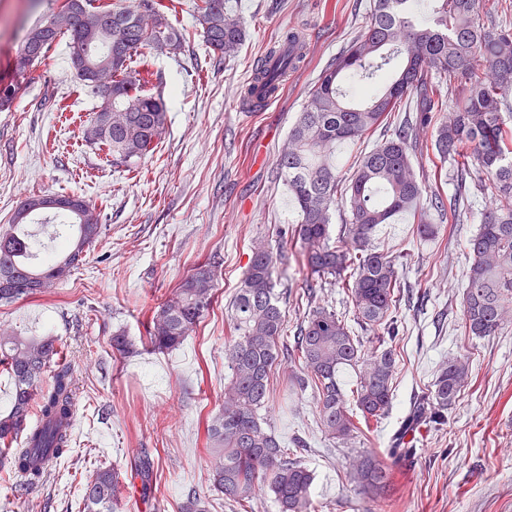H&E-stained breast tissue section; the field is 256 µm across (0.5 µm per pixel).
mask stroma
I'll list each match as a JSON object with an SVG mask.
<instances>
[{"mask_svg": "<svg viewBox=\"0 0 512 512\" xmlns=\"http://www.w3.org/2000/svg\"><path fill=\"white\" fill-rule=\"evenodd\" d=\"M192 0L168 19L186 36L179 54L151 49L133 67L145 93L162 96L168 127L157 148L134 165L112 164L84 130L101 99L81 90L65 41H58L0 111V228L31 195H78L102 234L82 265L50 292L0 304V331L51 336L80 379L74 451L43 484L14 492L0 474V512H78L80 491L98 471L120 475V512H153L131 474L138 457L153 465L151 494L162 512H180L189 491L208 512H244L211 485L204 421L224 403L231 378L224 349L235 337L230 303L255 242L281 250L288 279L276 286L285 314L283 343L309 309L299 248L280 232L294 227L275 160L321 73L364 25L372 0H237L250 36L234 58L216 63L195 23ZM50 0H0V81L10 79L19 28L50 15ZM307 43L302 65L278 97L252 112L239 109L240 88L267 47L288 29ZM481 196L460 223L420 238L410 218L396 217L374 237L396 256V336L365 334L366 348H392L393 399L380 421L359 425L347 444L329 439L314 385L290 390L307 374L284 356L273 377L265 424L314 474V512H361L362 496L345 466L365 451L386 455L393 433L448 359L469 361V377L442 424L420 427L413 455L392 469L381 512H512V326L468 336L463 293L468 240L480 227ZM217 262L212 309L176 350L149 349L147 323L179 283L204 262ZM122 332L128 357L113 352Z\"/></svg>", "mask_w": 512, "mask_h": 512, "instance_id": "obj_1", "label": "stroma"}]
</instances>
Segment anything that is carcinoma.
I'll return each instance as SVG.
<instances>
[{"label":"carcinoma","mask_w":512,"mask_h":512,"mask_svg":"<svg viewBox=\"0 0 512 512\" xmlns=\"http://www.w3.org/2000/svg\"><path fill=\"white\" fill-rule=\"evenodd\" d=\"M196 20L218 60L229 59L248 31L228 0H202ZM428 19L418 20L417 0H373L368 21L346 51L324 70L288 132L276 158L279 177L297 212L294 238L307 270L306 287L320 281L341 282L350 292L354 320L364 330H391L395 320L397 260L373 244L377 228L395 216L417 218L423 238L435 235L428 212L456 217L464 199L444 201L430 189L429 177L415 168L412 156L423 146L456 168L460 186L473 178L485 206L480 229L468 241L471 258L465 287L466 332L486 337L507 323L512 308V161L507 143L512 129L503 114L512 112V21L485 23L483 0H431ZM103 12L92 0H60L42 25L29 28L14 59L13 76L1 88L25 84L56 41L68 39L76 63L89 52L101 70H112V99L95 113L99 136L87 141L107 147L115 164L132 165L162 140L168 125L163 98L141 92L133 58L145 49L182 50L185 36L154 0L112 10V42L86 39L81 17ZM305 43L288 30L258 60L243 96L256 103L279 91L288 71L305 58ZM415 113L364 153L357 165H340L342 147L357 144L401 103ZM440 113L427 142L420 131ZM47 196H29L0 231V303H13L66 280L82 264L101 234L97 216L79 200L85 223H72L55 258L34 262L25 227L48 211ZM347 220L341 237L330 233L336 207ZM278 259L263 242L253 246L245 276L233 302L238 332L225 348L232 376L224 386V407L206 424L205 452L214 456L212 484L224 498L252 504L255 484H264L280 512H310L313 473L290 456L281 440L265 429L259 411L268 402L269 377L281 356L284 314L275 286ZM216 266H197L153 313L146 340L158 352L178 347L209 312L215 299ZM292 356L315 382L324 432L340 443L356 426L347 408L342 375L364 367L352 399L360 414L380 419L390 408L394 352L366 353L360 339L333 309L315 305L301 321ZM0 369L11 376L10 409L0 414V466L20 476L17 487L38 486L72 452L78 377L52 337L0 332ZM469 363L451 358L442 366L433 391L406 416L389 449L388 459L361 454L350 463L366 495L362 512H375L384 499L392 465L413 452L415 432L426 421L444 420L468 379ZM118 474L97 473L82 489L83 512H112Z\"/></svg>","instance_id":"1"}]
</instances>
